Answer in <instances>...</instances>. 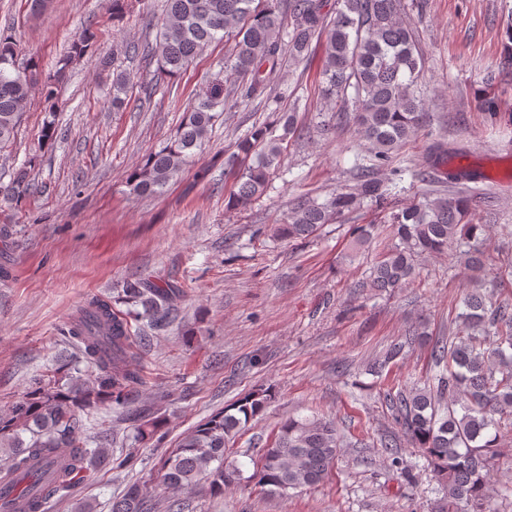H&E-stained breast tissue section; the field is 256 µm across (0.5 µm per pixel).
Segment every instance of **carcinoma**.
Listing matches in <instances>:
<instances>
[{
  "label": "carcinoma",
  "mask_w": 512,
  "mask_h": 512,
  "mask_svg": "<svg viewBox=\"0 0 512 512\" xmlns=\"http://www.w3.org/2000/svg\"><path fill=\"white\" fill-rule=\"evenodd\" d=\"M167 11L155 46L130 42L125 53L158 56L157 79L179 76L207 47L221 40L231 44L225 74L212 80L185 112L176 133L127 177L132 193L141 197L164 192L197 151L201 150L217 118L224 113L225 95L260 99L270 91L266 71L276 69L289 55L304 60L312 40L326 35L321 69L322 93L333 99L353 89V120L368 145L370 164L358 166L359 193L342 189L323 202L300 200L275 231L285 239H305L322 224L363 201L378 202L387 195L379 178L399 147L426 122L415 82L422 49L414 31L400 17V0H337L333 20H327L320 0H166ZM94 34L85 31L71 47L53 79L39 82L34 57H21L17 44L0 36V150L15 137L22 110L36 86H41L49 120L42 138H53L59 107L53 85L64 78L75 59L92 50ZM132 80L119 71L112 78V108L124 105ZM239 151L255 155L238 171L228 201L247 207L269 184L280 155L272 132L258 127L238 144ZM34 160L13 173L0 193L22 203L36 187L31 182ZM471 195L463 188L451 194L424 197L391 220L394 242L372 268L363 287L392 295L415 274L418 258L448 250L459 243L464 265L482 264L489 241L487 225L474 224ZM374 225L353 229L352 252L372 236ZM182 290L148 282H130L121 298L131 309L112 308L103 298L89 300L68 325L64 337L79 351L81 361L95 369L93 381L73 376L64 359L9 411L0 414V483L21 485L34 475L40 462L58 463L53 484L44 499L64 495L89 479L112 449L90 448L83 415L105 403L122 406L128 391L141 380L133 367L136 337L130 320L153 329L169 325L177 316L174 299ZM457 319L462 331L448 341L437 340L431 357L438 368L432 388L390 389L386 405L401 436L423 451L441 498L433 512H492V469L495 448L512 432V302L498 299L485 288H471L460 300ZM421 332L414 330L393 345L371 371L384 368L404 353ZM271 394L252 391L190 430L164 460L159 483L181 491L207 481L212 495L240 483L244 471L224 457L226 441L262 412ZM160 423L136 426L134 441L153 440ZM29 438H24V435ZM341 446L336 423L330 419H289L273 442L260 449L250 479L269 493L313 487L324 482ZM151 496L140 485L128 486L112 501V512H152Z\"/></svg>",
  "instance_id": "cac0c4a2"
}]
</instances>
